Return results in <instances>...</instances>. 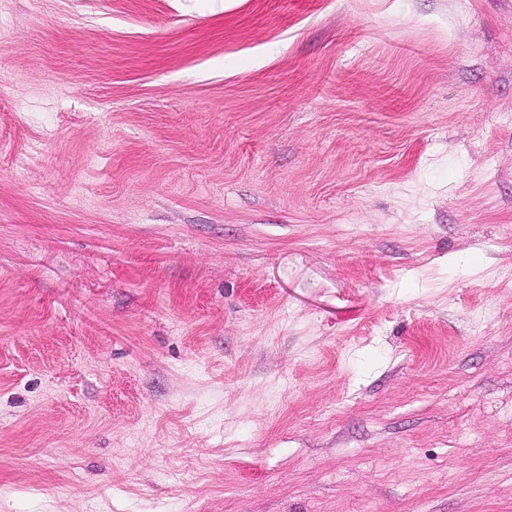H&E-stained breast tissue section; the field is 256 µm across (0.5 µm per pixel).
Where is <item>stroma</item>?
<instances>
[{"label":"stroma","mask_w":512,"mask_h":512,"mask_svg":"<svg viewBox=\"0 0 512 512\" xmlns=\"http://www.w3.org/2000/svg\"><path fill=\"white\" fill-rule=\"evenodd\" d=\"M0 512H512V0H0Z\"/></svg>","instance_id":"obj_1"}]
</instances>
